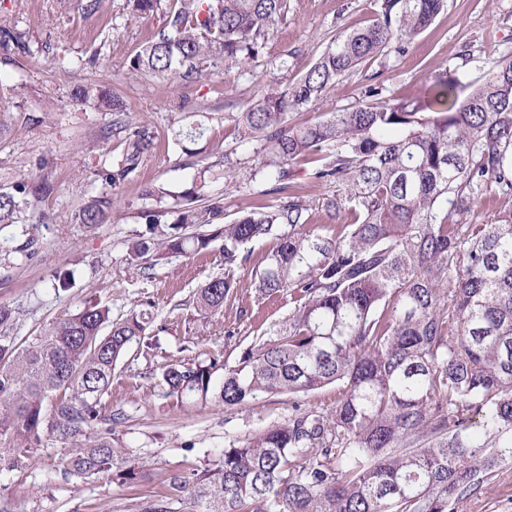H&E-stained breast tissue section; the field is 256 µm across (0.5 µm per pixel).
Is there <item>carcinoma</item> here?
I'll use <instances>...</instances> for the list:
<instances>
[{
    "mask_svg": "<svg viewBox=\"0 0 512 512\" xmlns=\"http://www.w3.org/2000/svg\"><path fill=\"white\" fill-rule=\"evenodd\" d=\"M164 0H126L135 18ZM288 0H173L165 23L129 59L127 74L194 82L231 58L255 60L288 14ZM446 0H381L363 28L341 35L294 84L271 87L239 113L263 141L259 166L274 191L292 187L295 169L333 184L323 203L336 236L305 230L309 208L291 194L274 209L252 206L208 234L218 203L193 206L161 184L143 196L167 203L145 214L129 246L134 263L192 255L224 241V276L205 282L194 308L207 321L224 310L242 250L277 239L256 288L295 306L255 337L235 365L209 357L167 364L163 396L178 403L216 394L228 408L262 394L296 395L338 387L330 409L293 404L270 428L232 442L201 470L173 474L162 495L136 512H457L456 506L512 457V212L495 224H463L484 196H512V55L465 90L439 75L417 101L376 102L305 126L288 114L322 100L336 79L381 53L399 54ZM32 54L14 28L0 25V51ZM99 110L123 111L116 93L77 88ZM122 158L95 173L125 181L153 153L154 132L125 128ZM207 128L180 130L183 150ZM46 184L0 187V226L25 224ZM115 200L101 191L82 224H101ZM173 214L167 224L160 215ZM288 230H283V227ZM153 314L112 318L87 297L26 347L0 332V463L11 468L31 448L64 446V471L136 484L143 465L112 438L106 400L129 348H153ZM220 383H215L218 371Z\"/></svg>",
    "mask_w": 512,
    "mask_h": 512,
    "instance_id": "1",
    "label": "carcinoma"
}]
</instances>
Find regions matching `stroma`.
<instances>
[{
	"instance_id": "stroma-1",
	"label": "stroma",
	"mask_w": 512,
	"mask_h": 512,
	"mask_svg": "<svg viewBox=\"0 0 512 512\" xmlns=\"http://www.w3.org/2000/svg\"><path fill=\"white\" fill-rule=\"evenodd\" d=\"M379 0H288L284 24L271 32L257 63L244 67L228 59L220 75L192 83L126 74L127 63L162 14L131 17L126 0H105L94 14H84L77 0L61 8L60 0H0V21L16 26L32 56L7 63L0 59V185L21 179H45L53 192L39 202L43 223L15 224L0 230V247H16L25 235L39 241L32 258L0 256V305L14 308L18 319L10 329L16 343L41 335L66 313L95 296L113 317L136 307L154 315L151 354L132 347L112 381V409L123 419L114 437L146 469L147 480L132 486L108 477L80 481L65 474L60 444L31 449L21 464L0 469V512H135L145 498L165 490L168 475L188 472L229 443L244 440L287 416L292 403L329 408L336 386L295 398L263 394L240 409L220 399L178 405L155 386L161 366L190 356L223 357L234 364L252 339L272 330L294 307L288 295L260 294L252 270L264 265L274 238L248 244L247 261L234 272L235 288L218 318L202 323L192 300L213 277L224 274L221 242L196 255L172 256L160 262L128 261L129 241L146 228L153 208L143 188L161 184L174 192L191 188L199 168L210 166L206 199L219 201L222 220H235L245 207H277L283 195L258 170L260 141L235 122L241 107L268 87L295 82L343 32L367 23ZM96 66H87L92 53ZM512 53V0H447L433 24L414 37L405 53L377 56L346 73L318 104L291 113L294 124L326 119L332 113L366 104L369 89L380 100L408 102L424 95L442 73L467 84L495 68ZM287 67H279L280 57ZM93 83L116 91L125 111H99L93 103L72 97L75 86ZM145 121L157 136V148L124 183L113 190L117 200L106 223L89 227L79 214L101 191L94 173L102 160L117 161L124 149L113 121ZM204 123L212 139L209 149L192 157L175 143L177 131ZM293 190L304 196L315 233L332 236L322 202L333 185L297 170ZM73 271V288L55 293L54 278ZM459 512H512V460L506 461L485 488L458 507Z\"/></svg>"
}]
</instances>
